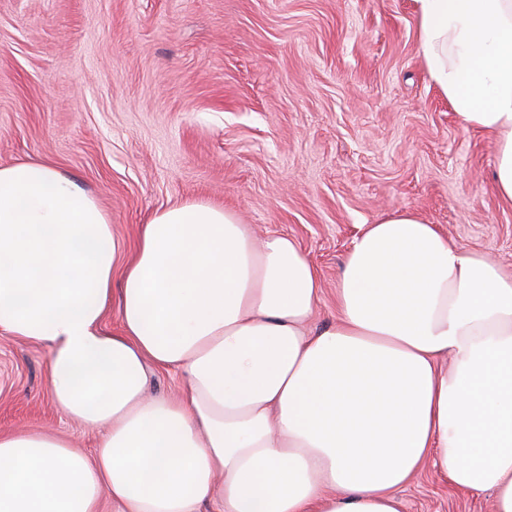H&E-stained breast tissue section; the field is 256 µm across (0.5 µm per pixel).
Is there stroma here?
<instances>
[{
    "instance_id": "stroma-1",
    "label": "stroma",
    "mask_w": 512,
    "mask_h": 512,
    "mask_svg": "<svg viewBox=\"0 0 512 512\" xmlns=\"http://www.w3.org/2000/svg\"><path fill=\"white\" fill-rule=\"evenodd\" d=\"M494 142L431 79L415 0H0V165L73 177L128 254L140 224L192 199L288 235L323 284L316 331L354 237L396 209L512 270ZM48 357L0 334V430L96 448L102 430L53 404ZM399 496L404 512H492L430 466Z\"/></svg>"
}]
</instances>
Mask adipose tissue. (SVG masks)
Segmentation results:
<instances>
[{"label":"adipose tissue","mask_w":512,"mask_h":512,"mask_svg":"<svg viewBox=\"0 0 512 512\" xmlns=\"http://www.w3.org/2000/svg\"><path fill=\"white\" fill-rule=\"evenodd\" d=\"M417 3L427 69L494 134L512 205V0ZM322 294L293 239L224 207L155 212L128 258L72 178L0 165V334L46 345L58 410L106 431L90 452L0 431V512H402L428 464L512 512V272L395 210L311 332ZM152 365L176 394L146 395Z\"/></svg>","instance_id":"ef3b65f1"}]
</instances>
